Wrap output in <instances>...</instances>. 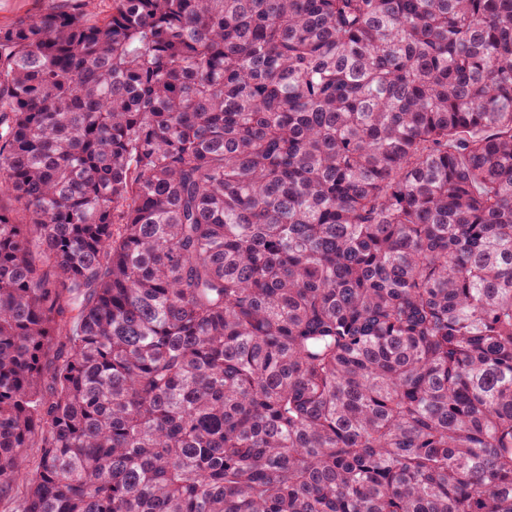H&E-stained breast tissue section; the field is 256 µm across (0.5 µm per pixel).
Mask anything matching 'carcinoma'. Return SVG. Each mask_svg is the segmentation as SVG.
Masks as SVG:
<instances>
[{
	"label": "carcinoma",
	"instance_id": "1",
	"mask_svg": "<svg viewBox=\"0 0 512 512\" xmlns=\"http://www.w3.org/2000/svg\"><path fill=\"white\" fill-rule=\"evenodd\" d=\"M94 2L0 28V501L512 512V0Z\"/></svg>",
	"mask_w": 512,
	"mask_h": 512
}]
</instances>
